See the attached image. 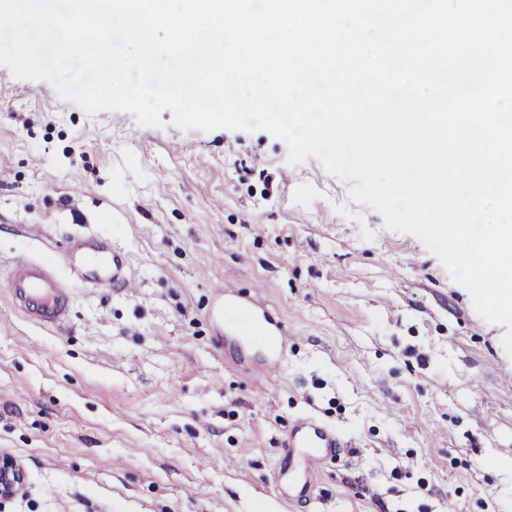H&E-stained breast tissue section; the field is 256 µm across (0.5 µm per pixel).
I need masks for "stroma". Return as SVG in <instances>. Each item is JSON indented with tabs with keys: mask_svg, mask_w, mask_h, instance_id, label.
Listing matches in <instances>:
<instances>
[{
	"mask_svg": "<svg viewBox=\"0 0 512 512\" xmlns=\"http://www.w3.org/2000/svg\"><path fill=\"white\" fill-rule=\"evenodd\" d=\"M0 512H512V356L415 236L350 201L268 132L86 114L0 65ZM122 256L134 288L71 277V240ZM50 265L68 322L29 320L13 265ZM260 300L281 368L216 307ZM335 428L309 505L283 442ZM22 482L23 475L18 466L8 458H0V510L4 501L20 489Z\"/></svg>",
	"mask_w": 512,
	"mask_h": 512,
	"instance_id": "35a3bbf8",
	"label": "stroma"
}]
</instances>
